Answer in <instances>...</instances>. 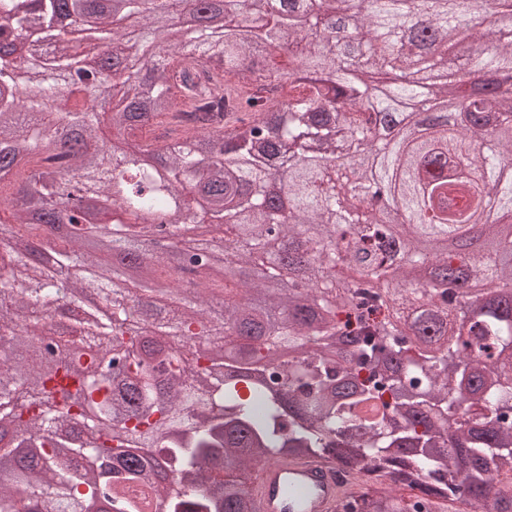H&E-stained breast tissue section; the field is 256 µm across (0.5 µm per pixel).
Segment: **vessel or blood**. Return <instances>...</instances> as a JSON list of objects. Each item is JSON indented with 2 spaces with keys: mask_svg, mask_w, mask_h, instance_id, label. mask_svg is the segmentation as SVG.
<instances>
[{
  "mask_svg": "<svg viewBox=\"0 0 512 512\" xmlns=\"http://www.w3.org/2000/svg\"><path fill=\"white\" fill-rule=\"evenodd\" d=\"M249 493L259 512H335L341 487L329 467L302 459L262 466Z\"/></svg>",
  "mask_w": 512,
  "mask_h": 512,
  "instance_id": "obj_1",
  "label": "vessel or blood"
}]
</instances>
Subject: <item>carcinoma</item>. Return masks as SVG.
Here are the masks:
<instances>
[{"instance_id": "obj_1", "label": "carcinoma", "mask_w": 512, "mask_h": 512, "mask_svg": "<svg viewBox=\"0 0 512 512\" xmlns=\"http://www.w3.org/2000/svg\"><path fill=\"white\" fill-rule=\"evenodd\" d=\"M504 1L216 0L162 43L170 0H0V512H256L249 470L314 456L388 465L370 512H509L512 306L445 291L512 287V96L448 111L458 47L512 69Z\"/></svg>"}]
</instances>
